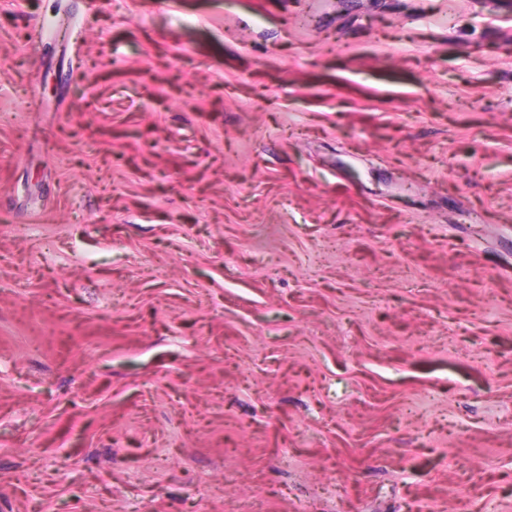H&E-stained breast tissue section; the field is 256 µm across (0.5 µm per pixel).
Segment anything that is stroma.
Returning <instances> with one entry per match:
<instances>
[{
  "mask_svg": "<svg viewBox=\"0 0 512 512\" xmlns=\"http://www.w3.org/2000/svg\"><path fill=\"white\" fill-rule=\"evenodd\" d=\"M0 512H512V0H0Z\"/></svg>",
  "mask_w": 512,
  "mask_h": 512,
  "instance_id": "35a3bbf8",
  "label": "stroma"
}]
</instances>
